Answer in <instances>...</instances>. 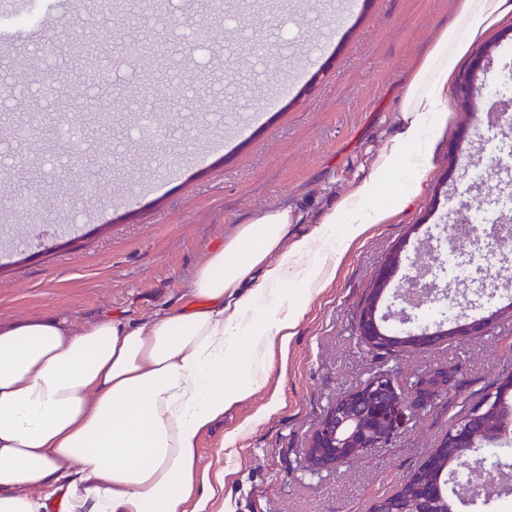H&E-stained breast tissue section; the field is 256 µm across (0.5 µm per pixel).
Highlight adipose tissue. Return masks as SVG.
Returning a JSON list of instances; mask_svg holds the SVG:
<instances>
[{
    "instance_id": "adipose-tissue-1",
    "label": "adipose tissue",
    "mask_w": 512,
    "mask_h": 512,
    "mask_svg": "<svg viewBox=\"0 0 512 512\" xmlns=\"http://www.w3.org/2000/svg\"><path fill=\"white\" fill-rule=\"evenodd\" d=\"M453 11L410 74L398 134L310 235L289 239L297 218L282 205L212 250L184 309L79 332L53 317L0 325V512H185L191 498L207 512L201 432L267 379L270 348L288 344L336 255L419 194L459 63L512 0H453ZM399 170L407 177L381 206L376 190Z\"/></svg>"
}]
</instances>
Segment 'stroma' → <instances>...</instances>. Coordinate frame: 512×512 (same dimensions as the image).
<instances>
[{
	"label": "stroma",
	"instance_id": "35a3bbf8",
	"mask_svg": "<svg viewBox=\"0 0 512 512\" xmlns=\"http://www.w3.org/2000/svg\"><path fill=\"white\" fill-rule=\"evenodd\" d=\"M37 0L23 19L38 35L0 47V120L16 136L0 145V324L46 316L82 329L104 316L128 322L188 306L186 284L212 248L240 224L285 204L310 234L327 208L366 179L386 141L409 74L453 19L451 0H132L118 16L99 0H62L40 28ZM104 42L108 56L88 85L76 45ZM151 42L159 52L147 58ZM494 68L477 86L512 96V16L462 59L482 52ZM46 61L51 93L31 85L34 112L16 107L19 60ZM297 78L293 92L283 82ZM165 83L167 97L141 94ZM453 117L435 140L420 194L392 210L343 255L307 305L287 354L272 351L267 383L201 433L199 473L224 475L214 512H371L437 448L451 421L512 375V257L494 279L454 278L439 260L456 213L480 205L471 169L487 152L512 151L483 125L484 98L452 97ZM263 113L254 122L255 113ZM248 127L247 136L236 130ZM221 151H212L214 142ZM397 269L377 316L399 336L489 319L483 329L394 356L357 336L359 314L391 256ZM431 270L434 313L399 324L393 312L413 266ZM437 366L456 368L451 390L390 442L319 475L305 448L344 392L378 370L401 389ZM278 410L262 416L270 397ZM235 435L234 452L221 448Z\"/></svg>",
	"mask_w": 512,
	"mask_h": 512
}]
</instances>
